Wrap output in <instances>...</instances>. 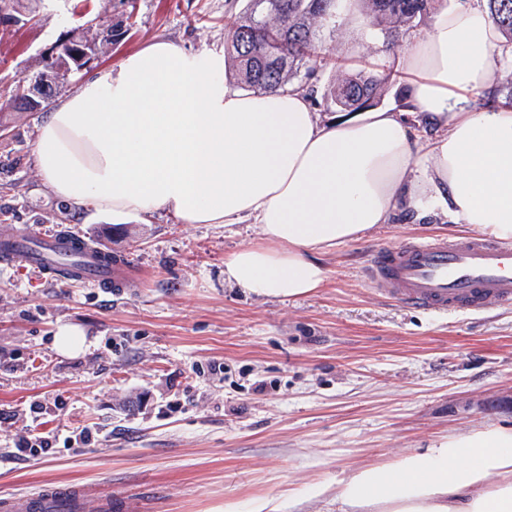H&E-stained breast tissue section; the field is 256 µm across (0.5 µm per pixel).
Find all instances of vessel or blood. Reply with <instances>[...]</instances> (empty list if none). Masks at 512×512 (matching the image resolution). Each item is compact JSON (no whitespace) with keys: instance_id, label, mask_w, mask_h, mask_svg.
Instances as JSON below:
<instances>
[{"instance_id":"obj_1","label":"vessel or blood","mask_w":512,"mask_h":512,"mask_svg":"<svg viewBox=\"0 0 512 512\" xmlns=\"http://www.w3.org/2000/svg\"><path fill=\"white\" fill-rule=\"evenodd\" d=\"M0 254L7 266L82 288L130 282L126 259L66 231L0 233ZM368 276L379 293L432 314L512 305V247L483 237L409 241L376 252ZM84 499L79 486L48 484L30 495H0V512H83Z\"/></svg>"}]
</instances>
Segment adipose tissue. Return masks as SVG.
<instances>
[{
	"label": "adipose tissue",
	"mask_w": 512,
	"mask_h": 512,
	"mask_svg": "<svg viewBox=\"0 0 512 512\" xmlns=\"http://www.w3.org/2000/svg\"><path fill=\"white\" fill-rule=\"evenodd\" d=\"M499 48L481 8L441 11L394 62L431 137L371 111L320 122L310 94L244 93L224 56L159 39L59 99L35 162L63 203L120 224L162 211L180 224L259 225L224 278L261 297L323 288L321 257L397 215L449 217L512 241V110H473ZM341 512H512V426L457 433L336 483Z\"/></svg>",
	"instance_id": "obj_1"
}]
</instances>
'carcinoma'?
Listing matches in <instances>:
<instances>
[{
	"mask_svg": "<svg viewBox=\"0 0 512 512\" xmlns=\"http://www.w3.org/2000/svg\"><path fill=\"white\" fill-rule=\"evenodd\" d=\"M375 26L385 27L391 43L418 26L437 0H362ZM493 23L512 44V0H487ZM343 0H246L240 16L229 25L227 60L238 81L250 91L283 89L301 71L314 72L333 61L326 53L322 33H336V15ZM393 67L381 66L379 77L342 74L330 89L340 109L356 111L373 106Z\"/></svg>",
	"mask_w": 512,
	"mask_h": 512,
	"instance_id": "carcinoma-1",
	"label": "carcinoma"
}]
</instances>
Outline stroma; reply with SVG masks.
Instances as JSON below:
<instances>
[{"label":"stroma","mask_w":512,"mask_h":512,"mask_svg":"<svg viewBox=\"0 0 512 512\" xmlns=\"http://www.w3.org/2000/svg\"><path fill=\"white\" fill-rule=\"evenodd\" d=\"M244 0H137L106 54L115 67L159 37L224 51ZM54 8L0 33V90L39 71L62 37ZM334 59L305 80L321 120L338 116V73L374 76L389 58L378 26L337 21ZM46 111L0 100V231H70L128 258L139 282L106 293L0 265V493L86 490L84 512H339L336 482L453 433L512 424V305L437 316L380 295L371 255L462 234L445 217L394 220L322 260L324 288L259 297L224 279V259L261 238L255 224H125L62 204L34 147ZM82 351L63 354L61 327ZM95 441L74 443L81 429ZM33 430L44 455L14 456ZM319 482L326 493L308 497Z\"/></svg>","instance_id":"stroma-1"}]
</instances>
